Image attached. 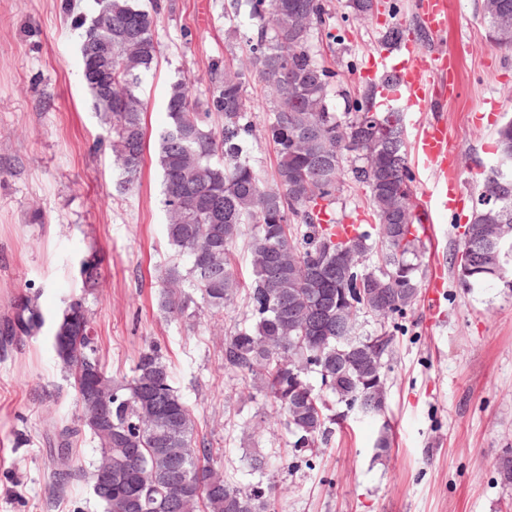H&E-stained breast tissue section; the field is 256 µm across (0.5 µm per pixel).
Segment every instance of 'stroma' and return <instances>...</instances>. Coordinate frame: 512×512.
Wrapping results in <instances>:
<instances>
[{"label":"stroma","instance_id":"obj_1","mask_svg":"<svg viewBox=\"0 0 512 512\" xmlns=\"http://www.w3.org/2000/svg\"><path fill=\"white\" fill-rule=\"evenodd\" d=\"M174 2L161 14V57L143 86L145 160L136 188L121 194L111 151L96 144L104 125L81 78V32L64 11L70 3L89 18L98 0H0V319L28 291L38 293L45 317L38 336L0 352V512H104L87 480L52 493L45 445L55 426L79 414L51 334L64 299L80 294L77 267L92 253L102 276L87 305L105 371L130 375L141 347L157 344L197 441L213 448L232 482H275L277 512H512V484L497 468L512 448V287L464 288L454 276L482 176L496 157V126L512 118V53L493 43L482 0H448L446 40L459 56L461 92L444 111L467 199L460 213L441 215L417 271L426 281L432 255L443 256L446 316L431 327L421 305L409 310L393 331L384 418L349 415L315 451L294 447L270 403L248 398L241 374L224 368V338L248 313L243 297L217 319L177 320L157 306L158 274L178 260L156 162L169 85L185 75L205 89L209 61L228 54L226 0ZM395 2V13L359 21L346 0H327L329 34L316 46L337 73L336 106L342 91L367 90L361 71L379 33L408 20L410 0ZM494 100L503 107L493 125L475 126ZM336 220L375 223L365 186L346 181ZM385 422L390 445L380 454ZM255 453L268 461L260 474L247 466Z\"/></svg>","mask_w":512,"mask_h":512}]
</instances>
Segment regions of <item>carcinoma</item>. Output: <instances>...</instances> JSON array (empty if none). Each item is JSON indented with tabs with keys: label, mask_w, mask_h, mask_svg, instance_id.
<instances>
[{
	"label": "carcinoma",
	"mask_w": 512,
	"mask_h": 512,
	"mask_svg": "<svg viewBox=\"0 0 512 512\" xmlns=\"http://www.w3.org/2000/svg\"><path fill=\"white\" fill-rule=\"evenodd\" d=\"M161 9L159 0H103L88 20L66 6L73 26L83 29L82 80L108 125L120 192L135 188L144 159L142 86L161 53ZM483 12L495 42L511 52L512 36L502 37L499 27L505 18L512 28V0H483ZM241 17L254 22L245 53L212 60L202 93L184 76L170 86L168 123L156 135L157 164L167 237L187 266L160 273L158 306L173 316L223 313L240 288L230 247L241 225H253L249 313L225 338L224 368L251 381L248 395L257 392L276 405L294 447L313 448L336 421L333 404L364 417L383 413L385 401L375 395L394 340L386 322L404 316L419 294L404 117L396 106L373 111L367 94L344 96L338 115L331 101L336 73L313 43L327 24L324 0H234L225 14L231 45ZM252 80L264 89L262 136L277 156L270 180L247 156L258 139L251 120L257 104L247 93ZM496 135L497 155L512 156V121ZM348 173L368 189L378 221L374 237H342L322 226L336 223L330 211ZM506 220L512 225V172L507 180L486 175L462 242L470 257L457 266L460 286L507 277L512 251L496 262L488 258ZM78 275L82 293L66 303L52 339L80 416L55 432L56 456H72L73 439L83 432L96 439L90 483L105 512H128L134 494L141 495L137 512H273L271 486L225 479L213 449L197 444L192 414L172 386L161 348L144 345L128 377L115 380L104 371L86 305L101 277L95 255L80 261ZM362 316L373 318L379 332L363 334ZM44 323L36 296H19L0 322V348L37 335ZM108 470L112 481L95 480ZM84 477L82 470L55 466L52 490Z\"/></svg>",
	"instance_id": "obj_1"
}]
</instances>
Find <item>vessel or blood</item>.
Returning a JSON list of instances; mask_svg holds the SVG:
<instances>
[{"label": "vessel or blood", "instance_id": "1", "mask_svg": "<svg viewBox=\"0 0 512 512\" xmlns=\"http://www.w3.org/2000/svg\"><path fill=\"white\" fill-rule=\"evenodd\" d=\"M413 29L408 35L378 44L368 62L369 77L378 78L384 101L401 100L407 111L429 112L434 101L446 100L448 84L458 63L455 51L444 43L448 25V0H414ZM414 166L438 176L440 202L437 207L455 211L465 204L458 184L449 179L455 149L448 137V125L440 117L425 121L411 143ZM443 265H436L421 297L430 322L441 320L446 298Z\"/></svg>", "mask_w": 512, "mask_h": 512}]
</instances>
